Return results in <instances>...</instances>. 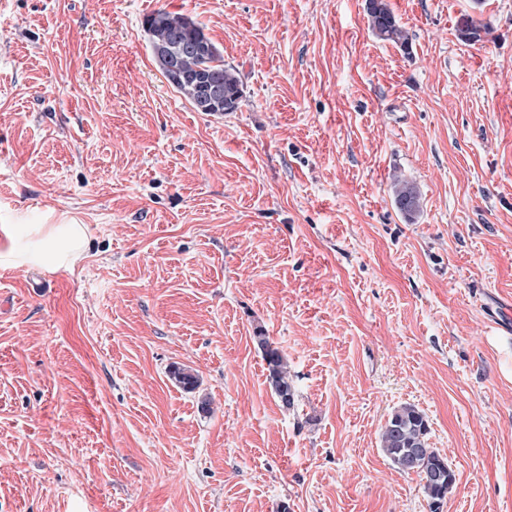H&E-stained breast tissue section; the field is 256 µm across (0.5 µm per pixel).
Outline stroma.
Instances as JSON below:
<instances>
[{"mask_svg":"<svg viewBox=\"0 0 512 512\" xmlns=\"http://www.w3.org/2000/svg\"><path fill=\"white\" fill-rule=\"evenodd\" d=\"M389 4L410 52L365 0H0V250L88 234L0 268V512H434L380 446L405 404L456 474L436 512H512V0ZM160 9L236 111L164 79ZM387 0H368L366 13L369 28L383 41H388L402 50L408 51L411 45L409 32L399 24ZM150 49L160 72L169 85L180 93L198 112L207 88L206 109L224 104V112L236 111L243 97L242 84L233 68L224 66V58L205 33L204 26L192 17L157 10L145 18ZM183 35L197 40L203 47L200 54L183 52L176 37ZM224 84V89L219 82ZM392 188L395 204L399 211L409 220L414 219L421 210V195L418 187L412 181L394 175ZM23 235L7 250L0 252L1 268L39 265L56 271L73 266L86 247L85 225L73 221L64 224H20ZM255 338L267 364L268 382L274 394L286 409L295 406V390L290 382L288 361L279 348L274 347L262 330L256 332Z\"/></svg>","mask_w":512,"mask_h":512,"instance_id":"35a3bbf8","label":"stroma"}]
</instances>
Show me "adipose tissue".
Segmentation results:
<instances>
[{
	"label": "adipose tissue",
	"instance_id": "adipose-tissue-1",
	"mask_svg": "<svg viewBox=\"0 0 512 512\" xmlns=\"http://www.w3.org/2000/svg\"><path fill=\"white\" fill-rule=\"evenodd\" d=\"M22 236L0 252L1 268L39 265L55 271L74 265L86 247L85 225L72 221L63 224H26Z\"/></svg>",
	"mask_w": 512,
	"mask_h": 512
}]
</instances>
